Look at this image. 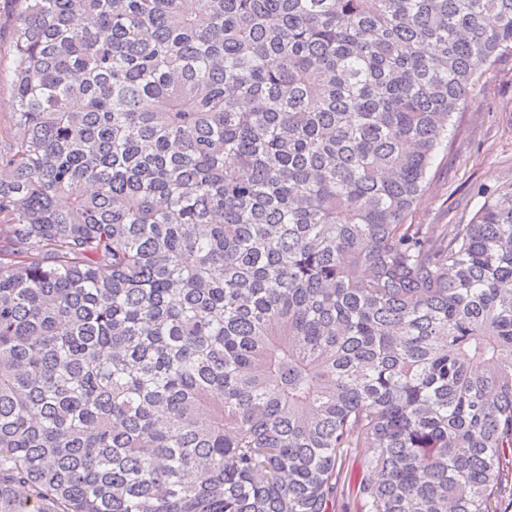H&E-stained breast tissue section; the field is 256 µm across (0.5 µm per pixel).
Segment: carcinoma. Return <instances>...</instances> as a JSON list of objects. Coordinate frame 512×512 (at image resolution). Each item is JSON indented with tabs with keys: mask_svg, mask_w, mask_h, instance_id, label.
<instances>
[{
	"mask_svg": "<svg viewBox=\"0 0 512 512\" xmlns=\"http://www.w3.org/2000/svg\"><path fill=\"white\" fill-rule=\"evenodd\" d=\"M14 13L0 512H498L512 181L413 207L512 0Z\"/></svg>",
	"mask_w": 512,
	"mask_h": 512,
	"instance_id": "carcinoma-1",
	"label": "carcinoma"
}]
</instances>
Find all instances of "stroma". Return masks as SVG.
<instances>
[{"instance_id": "stroma-1", "label": "stroma", "mask_w": 512, "mask_h": 512, "mask_svg": "<svg viewBox=\"0 0 512 512\" xmlns=\"http://www.w3.org/2000/svg\"><path fill=\"white\" fill-rule=\"evenodd\" d=\"M430 176L416 205L418 224L468 221L479 206L478 185L512 180V56L481 84L468 111L454 116Z\"/></svg>"}]
</instances>
